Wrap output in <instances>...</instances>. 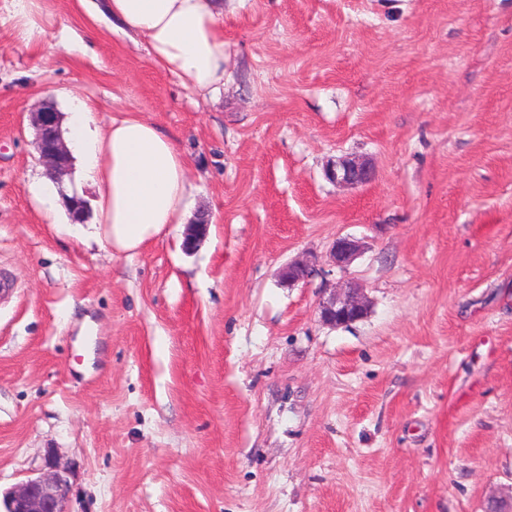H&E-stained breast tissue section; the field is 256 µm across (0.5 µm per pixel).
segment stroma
I'll use <instances>...</instances> for the list:
<instances>
[{"instance_id":"1","label":"stroma","mask_w":512,"mask_h":512,"mask_svg":"<svg viewBox=\"0 0 512 512\" xmlns=\"http://www.w3.org/2000/svg\"><path fill=\"white\" fill-rule=\"evenodd\" d=\"M47 7L40 44L0 24V490L52 455L68 512L512 503V0H224L214 100ZM75 95L173 137L195 250L184 224L128 256L48 222L29 112ZM339 156L370 181L329 182ZM350 285L367 316L323 324ZM360 251V244L352 236H338L330 249V258L333 264L341 269L347 268Z\"/></svg>"}]
</instances>
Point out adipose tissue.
<instances>
[{
  "label": "adipose tissue",
  "instance_id": "adipose-tissue-1",
  "mask_svg": "<svg viewBox=\"0 0 512 512\" xmlns=\"http://www.w3.org/2000/svg\"><path fill=\"white\" fill-rule=\"evenodd\" d=\"M122 31L145 44L153 63L186 89L208 96L224 88V0H106ZM17 35L38 44L49 14L45 0H13ZM82 179L96 198L94 235L113 251L135 253L187 218L188 164L156 123L128 114L99 124L89 105L74 99L62 125Z\"/></svg>",
  "mask_w": 512,
  "mask_h": 512
}]
</instances>
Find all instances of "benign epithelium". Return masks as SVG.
Segmentation results:
<instances>
[{"instance_id":"benign-epithelium-1","label":"benign epithelium","mask_w":512,"mask_h":512,"mask_svg":"<svg viewBox=\"0 0 512 512\" xmlns=\"http://www.w3.org/2000/svg\"><path fill=\"white\" fill-rule=\"evenodd\" d=\"M30 122L36 130V149L45 171L52 179L60 182L67 175L70 154L65 146L61 131V115L57 110L42 103L30 112ZM326 178L336 184L359 185L372 177V171L364 161L339 158L327 165ZM209 222L195 221L190 225L184 241V249L190 252L207 235ZM360 251V244L352 236H338L330 249L333 264L341 269L348 267ZM311 274L308 265L299 262L288 264L283 277L294 285L306 280ZM368 309L367 300L358 288H347L334 293L318 304L319 317L323 324L333 328L347 326L362 319ZM48 472L30 479L3 499V512H66L65 503L68 485L57 469L53 458L47 460Z\"/></svg>"}]
</instances>
